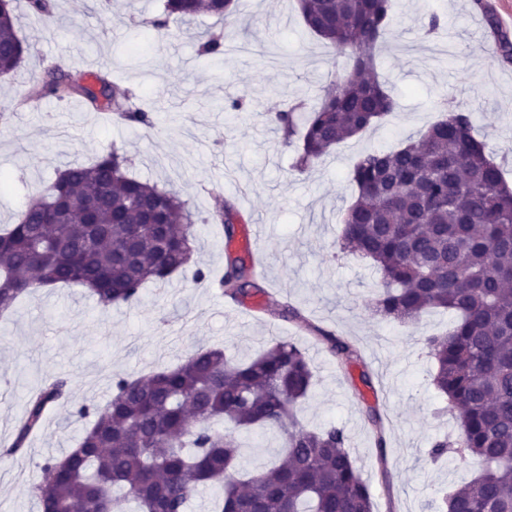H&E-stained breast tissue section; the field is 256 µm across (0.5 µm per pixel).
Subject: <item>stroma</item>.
<instances>
[{"label": "stroma", "instance_id": "35a3bbf8", "mask_svg": "<svg viewBox=\"0 0 512 512\" xmlns=\"http://www.w3.org/2000/svg\"><path fill=\"white\" fill-rule=\"evenodd\" d=\"M485 2L480 9L473 0H397L376 61L399 111L301 173L292 169V150L270 115L300 100L316 104L323 86L351 61L331 57L305 32L295 0H239L229 23L201 15L172 25L161 47L146 39L141 24L142 17L158 14L160 0H54L59 21L50 27L27 10L26 0H17V33L30 52L0 83L6 109L0 173L10 178L9 189L0 192V225L16 223L57 170L91 163L115 146L132 159L133 175L188 200L200 226L190 267L166 287L144 285L136 302L105 308L80 286L41 289L0 317V449L11 445L15 423L46 380L64 375L71 381L69 397L52 409L25 452L0 456V512H39L30 473L76 447L90 423L80 407H104L117 379L174 366L209 346L245 360L275 340L306 349L314 378L297 418L311 429L344 428L375 512H427L439 490L477 475V460L430 458L433 443L454 422L432 417L441 400L430 383L424 338L446 331L450 315L433 311L414 326L372 315L366 299L381 279L368 262L341 253L339 240L354 195L348 174L358 156L394 149L426 129L442 97L480 96L474 129L512 184V64L481 49L500 37L512 41V0ZM434 12L444 21L439 35L427 32ZM491 16L504 18V26L490 29ZM205 31L223 33L224 56H199L198 36ZM57 64L109 75L150 112L151 132L87 111L76 98L24 102L31 76ZM232 99L242 100V110L225 109ZM220 197L265 227L260 281L272 302L255 315L194 277L199 268L224 270V229L208 221ZM284 302L361 350L375 374L385 450L374 445L350 377L316 335L275 317Z\"/></svg>", "mask_w": 512, "mask_h": 512}]
</instances>
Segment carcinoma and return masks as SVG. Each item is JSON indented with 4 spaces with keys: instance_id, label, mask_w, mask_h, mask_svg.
<instances>
[{
    "instance_id": "1",
    "label": "carcinoma",
    "mask_w": 512,
    "mask_h": 512,
    "mask_svg": "<svg viewBox=\"0 0 512 512\" xmlns=\"http://www.w3.org/2000/svg\"><path fill=\"white\" fill-rule=\"evenodd\" d=\"M28 9L54 25L50 0ZM305 27L326 48L347 54L352 69L334 77L304 122L298 103L274 113L284 144L295 146L292 168L313 169L336 145L400 109L375 63L393 21V0H298ZM233 0H163L159 16L144 20L154 41L170 24L201 14L236 12ZM11 7L0 12V80L29 51L15 30ZM220 38H206L200 55H224ZM81 98L96 111L146 132L149 114L132 94L99 74L56 66L31 84L28 99ZM477 98L443 101L447 116L387 152L363 153L350 181L354 200L343 219L340 251L368 259L382 288L367 299L372 313L401 325L443 309L447 331L425 337L434 359L431 383L446 397L457 422L451 440L438 439L431 456L478 460L481 471L443 499L438 512H512V187L472 130ZM127 157L111 149L89 165H69L26 205L17 223L0 233V314L36 289L82 286L107 308L128 303L148 282L165 284L193 255L197 228L188 202L173 190L129 175ZM209 221L227 238L244 216L225 204ZM210 280L241 303L264 293L253 264L228 258ZM278 315L317 332L344 370L363 364L359 349L307 322L284 304ZM314 373L305 351L279 341L248 361L221 348H201L184 362L115 382L112 398L78 440L83 452L41 467L34 486L41 512H188L203 488L216 490L214 512H373L367 481L351 457L345 430L302 426L296 413ZM69 393L56 377L27 402L15 439L3 455L19 452L42 429L51 406ZM365 418L382 439L383 418L368 406ZM278 432L284 442L272 463L241 466L243 433Z\"/></svg>"
}]
</instances>
